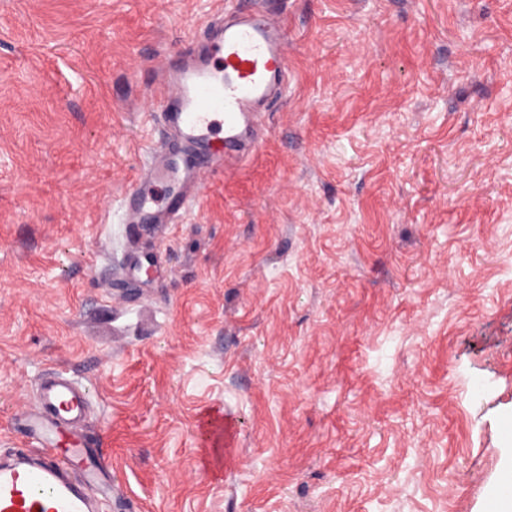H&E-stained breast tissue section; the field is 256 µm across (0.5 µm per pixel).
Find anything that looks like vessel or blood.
Instances as JSON below:
<instances>
[{"label":"vessel or blood","instance_id":"b4317fda","mask_svg":"<svg viewBox=\"0 0 512 512\" xmlns=\"http://www.w3.org/2000/svg\"><path fill=\"white\" fill-rule=\"evenodd\" d=\"M204 39L190 37L178 63L160 59L152 88L157 136L123 201L124 221L178 222L206 186L207 172L248 156L258 106L286 88L288 22L267 12L212 15ZM222 150L200 151L213 141ZM87 394L76 376L54 372L37 385L19 424L35 450L0 463V512H94V490L112 485V465L78 435Z\"/></svg>","mask_w":512,"mask_h":512}]
</instances>
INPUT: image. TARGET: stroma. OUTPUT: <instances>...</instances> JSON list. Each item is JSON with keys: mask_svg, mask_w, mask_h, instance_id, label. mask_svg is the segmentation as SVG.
<instances>
[{"mask_svg": "<svg viewBox=\"0 0 512 512\" xmlns=\"http://www.w3.org/2000/svg\"><path fill=\"white\" fill-rule=\"evenodd\" d=\"M225 4L0 0V457L65 370L133 512H486L512 0H286L256 152L167 236L132 229L154 63Z\"/></svg>", "mask_w": 512, "mask_h": 512, "instance_id": "stroma-1", "label": "stroma"}]
</instances>
